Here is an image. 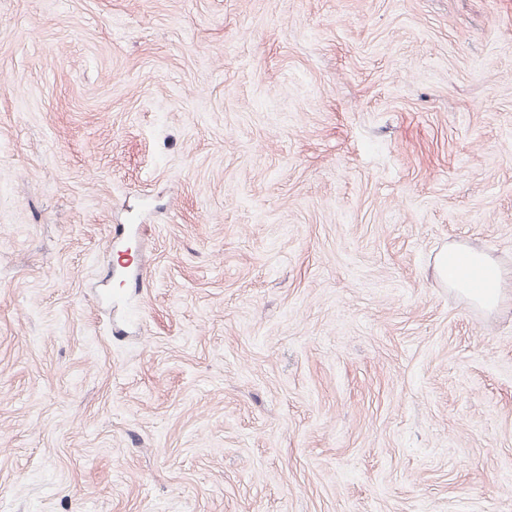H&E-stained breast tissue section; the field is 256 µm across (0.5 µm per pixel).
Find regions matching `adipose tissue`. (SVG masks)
<instances>
[{
  "label": "adipose tissue",
  "instance_id": "ef3b65f1",
  "mask_svg": "<svg viewBox=\"0 0 512 512\" xmlns=\"http://www.w3.org/2000/svg\"><path fill=\"white\" fill-rule=\"evenodd\" d=\"M435 269L440 282L457 289L480 308L492 311L505 300L504 275L487 255L461 245L444 248Z\"/></svg>",
  "mask_w": 512,
  "mask_h": 512
}]
</instances>
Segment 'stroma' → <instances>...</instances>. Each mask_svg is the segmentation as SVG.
Here are the masks:
<instances>
[{"instance_id": "35a3bbf8", "label": "stroma", "mask_w": 512, "mask_h": 512, "mask_svg": "<svg viewBox=\"0 0 512 512\" xmlns=\"http://www.w3.org/2000/svg\"><path fill=\"white\" fill-rule=\"evenodd\" d=\"M0 512H512V0H0ZM435 269L440 282L484 310L491 312L505 300L503 272L482 252L450 245L436 257Z\"/></svg>"}]
</instances>
